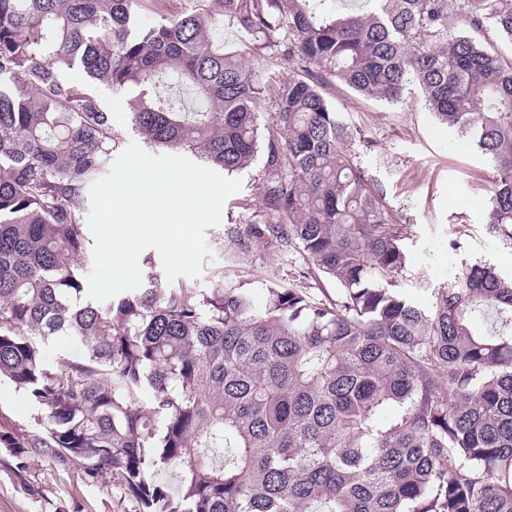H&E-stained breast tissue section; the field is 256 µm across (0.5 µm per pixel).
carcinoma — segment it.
I'll return each instance as SVG.
<instances>
[{
    "instance_id": "obj_1",
    "label": "carcinoma",
    "mask_w": 512,
    "mask_h": 512,
    "mask_svg": "<svg viewBox=\"0 0 512 512\" xmlns=\"http://www.w3.org/2000/svg\"><path fill=\"white\" fill-rule=\"evenodd\" d=\"M330 2L0 0V379L46 418L0 431L18 460L110 469L143 512H512V280L473 264L426 307L398 288L403 237L328 96L418 89L484 158L486 223L512 240V60L448 29L461 14L512 43V0ZM171 73L195 108L159 91ZM102 86L152 147L261 161L234 245L314 270L258 308L222 271L164 283L147 257L141 288L89 299V187L119 144ZM315 270L335 297H310Z\"/></svg>"
}]
</instances>
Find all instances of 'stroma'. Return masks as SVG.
Segmentation results:
<instances>
[{
	"instance_id": "35a3bbf8",
	"label": "stroma",
	"mask_w": 512,
	"mask_h": 512,
	"mask_svg": "<svg viewBox=\"0 0 512 512\" xmlns=\"http://www.w3.org/2000/svg\"><path fill=\"white\" fill-rule=\"evenodd\" d=\"M329 97L352 126L364 131L360 158L386 188V203L404 236L406 264L396 281L421 304L456 274L476 263L512 276V242L485 222L488 167L479 152L436 120L419 93L392 105L334 85ZM242 188L225 202L222 221L208 228L207 240L223 238V250L203 260L204 273L223 269L225 278L244 282L256 303L267 287L306 269L301 256L274 250L234 255L232 231L242 229L260 208L262 164L240 172ZM0 430L40 432L37 412L9 381H0ZM0 512H139L111 473L88 474L77 459L55 458L30 449L17 461L0 446Z\"/></svg>"
}]
</instances>
